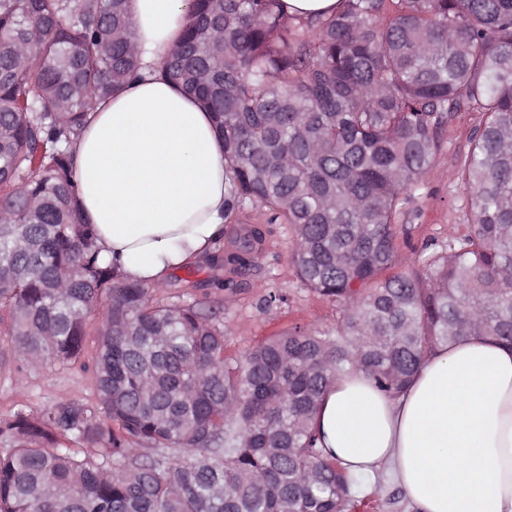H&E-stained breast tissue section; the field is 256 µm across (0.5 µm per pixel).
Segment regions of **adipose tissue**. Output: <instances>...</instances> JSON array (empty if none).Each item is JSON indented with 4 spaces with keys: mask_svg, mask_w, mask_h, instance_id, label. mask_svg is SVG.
I'll return each instance as SVG.
<instances>
[{
    "mask_svg": "<svg viewBox=\"0 0 512 512\" xmlns=\"http://www.w3.org/2000/svg\"><path fill=\"white\" fill-rule=\"evenodd\" d=\"M149 72L89 112L74 144L83 219L123 278L164 283L224 236L229 182L208 112L152 76L187 0H128ZM354 496L396 487L415 512H512V347L466 336L429 355L400 395L365 373L330 385L314 421Z\"/></svg>",
    "mask_w": 512,
    "mask_h": 512,
    "instance_id": "1",
    "label": "adipose tissue"
}]
</instances>
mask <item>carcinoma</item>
Returning a JSON list of instances; mask_svg holds the SVG:
<instances>
[{
  "label": "carcinoma",
  "instance_id": "cac0c4a2",
  "mask_svg": "<svg viewBox=\"0 0 512 512\" xmlns=\"http://www.w3.org/2000/svg\"><path fill=\"white\" fill-rule=\"evenodd\" d=\"M343 2L190 0L158 70L210 113L232 209L288 225L339 309L238 357L224 299L123 280L81 216L74 140L139 69L126 0H0V341L69 368L95 337L91 399L0 416V512H351L312 426L327 387L361 370L399 393L461 337L512 345V0ZM463 109L471 224L421 271L395 219ZM263 241L216 242L207 284L237 293ZM288 13L303 19L332 15L342 8L341 0H286Z\"/></svg>",
  "mask_w": 512,
  "mask_h": 512
}]
</instances>
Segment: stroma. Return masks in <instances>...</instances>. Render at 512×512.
<instances>
[{
    "instance_id": "obj_1",
    "label": "stroma",
    "mask_w": 512,
    "mask_h": 512,
    "mask_svg": "<svg viewBox=\"0 0 512 512\" xmlns=\"http://www.w3.org/2000/svg\"><path fill=\"white\" fill-rule=\"evenodd\" d=\"M480 122V113L459 112L443 130L438 154L419 190L401 207L397 246L418 264H425L449 236L467 231L471 213L460 184L459 159ZM269 218L264 208L250 206L235 211L225 227L229 233L245 225L265 230L262 249L244 276L243 291L224 297V343L227 354L233 356L297 324L310 329L332 328L339 316L335 304L300 281L293 261L292 234L287 225L270 223ZM268 287L288 297L287 305L270 314L261 308ZM90 396V378L80 369H62L50 363L23 367L13 361L0 363V416L21 406L38 410L61 398L86 400Z\"/></svg>"
}]
</instances>
